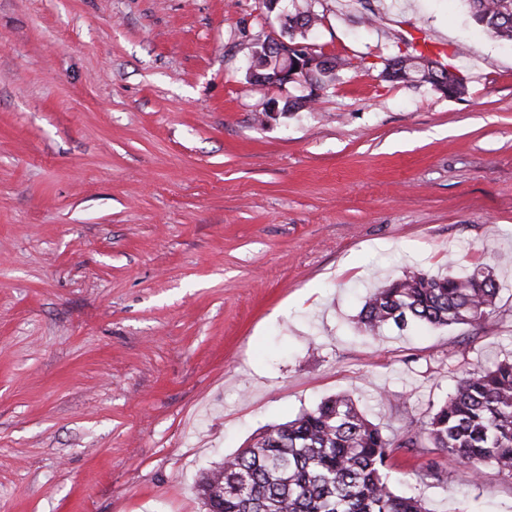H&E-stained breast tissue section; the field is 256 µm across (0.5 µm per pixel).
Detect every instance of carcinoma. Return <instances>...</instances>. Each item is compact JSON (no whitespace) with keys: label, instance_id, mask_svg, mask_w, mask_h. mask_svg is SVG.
<instances>
[{"label":"carcinoma","instance_id":"1","mask_svg":"<svg viewBox=\"0 0 512 512\" xmlns=\"http://www.w3.org/2000/svg\"><path fill=\"white\" fill-rule=\"evenodd\" d=\"M472 17L487 32L512 40V0H467ZM320 20L307 8L295 9L279 35L304 44ZM247 79L294 69L301 56L285 58L280 48L258 40L248 46ZM305 75L310 91L281 113L313 101L315 91L351 65L318 53ZM382 78L426 82L448 98L466 91L464 78L424 53L412 50L386 60ZM500 285L491 271L476 267L463 274L415 272L376 288L358 315L372 337L387 326L403 331L431 327L478 326L496 311ZM398 449L446 452L472 472L492 466L512 482V358L479 366L458 377L454 392L419 426L390 437L368 420L351 395L339 392L292 420L269 425L252 442L201 472L197 494L207 512H428L415 495L398 494L385 473Z\"/></svg>","mask_w":512,"mask_h":512}]
</instances>
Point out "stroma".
Segmentation results:
<instances>
[{
	"mask_svg": "<svg viewBox=\"0 0 512 512\" xmlns=\"http://www.w3.org/2000/svg\"><path fill=\"white\" fill-rule=\"evenodd\" d=\"M350 60L259 125L262 0H0V512H204L195 482L349 392L385 433L512 356V43L467 0H312ZM425 37L448 98L383 80ZM476 266L478 327L370 338L366 296ZM395 455L430 512H512V483Z\"/></svg>",
	"mask_w": 512,
	"mask_h": 512,
	"instance_id": "stroma-1",
	"label": "stroma"
}]
</instances>
